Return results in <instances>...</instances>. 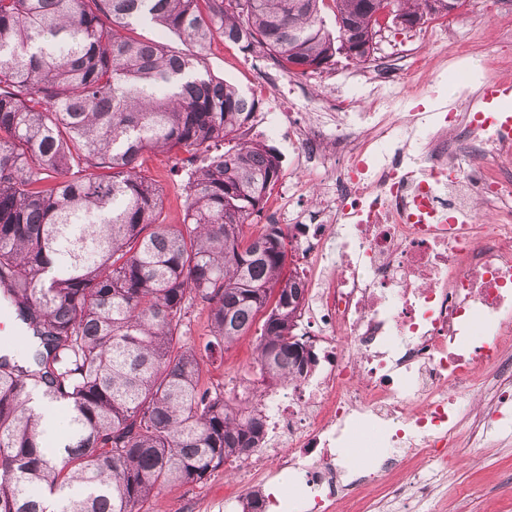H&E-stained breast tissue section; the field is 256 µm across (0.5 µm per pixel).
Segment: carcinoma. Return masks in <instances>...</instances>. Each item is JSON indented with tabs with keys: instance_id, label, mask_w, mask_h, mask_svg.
<instances>
[{
	"instance_id": "1",
	"label": "carcinoma",
	"mask_w": 512,
	"mask_h": 512,
	"mask_svg": "<svg viewBox=\"0 0 512 512\" xmlns=\"http://www.w3.org/2000/svg\"><path fill=\"white\" fill-rule=\"evenodd\" d=\"M390 1L415 27L445 16L430 0H0V309L24 341L0 348V512H143L160 489L260 447V388L232 402L203 373L264 310L261 384L312 363L294 334L306 283L285 273L288 234L244 235L281 175L274 148L238 141L259 100L126 27L149 20L199 50L218 36L321 70L343 48L367 62ZM176 149L189 154L187 207L164 224L138 162ZM197 303L202 348L183 342Z\"/></svg>"
}]
</instances>
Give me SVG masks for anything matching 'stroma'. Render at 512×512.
Listing matches in <instances>:
<instances>
[{
  "label": "stroma",
  "instance_id": "obj_1",
  "mask_svg": "<svg viewBox=\"0 0 512 512\" xmlns=\"http://www.w3.org/2000/svg\"><path fill=\"white\" fill-rule=\"evenodd\" d=\"M456 42L465 59L451 55L448 44ZM203 66L241 92L255 96L259 108L242 129L241 140L273 146L282 160V173L274 185L263 214L246 225L257 235L267 224L289 227L303 213L313 210L329 186L322 171L298 160L294 131L286 113L305 123L311 109L328 105L342 112H370L379 105L389 111L439 112L455 108L470 111L473 95L490 80L512 85V0H468L458 11L429 20L411 30H382L376 38L371 62L355 64L338 59L335 66L311 74L287 71L263 57L243 54L237 46L215 38L201 53ZM467 65L474 75L471 98L461 100L443 92L433 76L442 69ZM179 152L144 153L142 176L162 190L164 223H181L185 194L173 170ZM254 337H246L225 350L223 357L208 362L204 382L232 395L244 376L255 373ZM434 488L433 500L412 495L404 512H512V442L491 438L484 447L471 449L452 470L424 471ZM147 512H240L224 498V471H211L202 483L168 486L146 506Z\"/></svg>",
  "mask_w": 512,
  "mask_h": 512
}]
</instances>
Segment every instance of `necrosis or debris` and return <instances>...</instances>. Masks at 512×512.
Here are the masks:
<instances>
[{
  "label": "necrosis or debris",
  "instance_id": "obj_1",
  "mask_svg": "<svg viewBox=\"0 0 512 512\" xmlns=\"http://www.w3.org/2000/svg\"><path fill=\"white\" fill-rule=\"evenodd\" d=\"M367 131L321 120L295 148L336 180L320 219L299 224L306 339L316 363L265 389V438L242 488L284 484L300 512H365L454 466L512 418V128L483 112H367ZM476 406L461 434L457 407ZM370 427L365 454L344 449ZM417 459L400 484L381 460Z\"/></svg>",
  "mask_w": 512,
  "mask_h": 512
}]
</instances>
